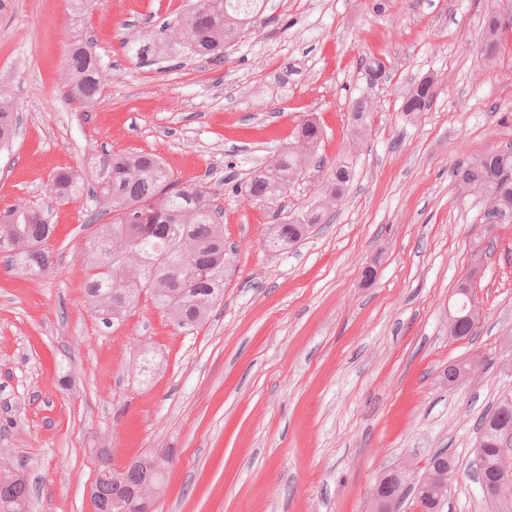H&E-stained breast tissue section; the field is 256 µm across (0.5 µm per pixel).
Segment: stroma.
I'll list each match as a JSON object with an SVG mask.
<instances>
[{
    "label": "stroma",
    "mask_w": 512,
    "mask_h": 512,
    "mask_svg": "<svg viewBox=\"0 0 512 512\" xmlns=\"http://www.w3.org/2000/svg\"><path fill=\"white\" fill-rule=\"evenodd\" d=\"M187 0H9L0 10V82L18 134L0 148V209L24 201L54 226L39 276L0 261V459L21 462L31 512H95L102 463L120 469L169 449L156 512H371L387 470L414 485L436 452L454 456L441 512H489L474 480L480 417L512 395V219L486 229L488 201L457 197L453 169L512 145V35L495 61L479 33L495 0H265L223 64L139 59L126 44L158 33ZM95 40L110 74L92 103L58 73ZM384 75L371 80L367 66ZM434 98L405 117V95ZM378 108L330 223L282 251L266 227L312 203L311 172L274 202L231 184L276 157L306 118L327 164L347 150L353 102ZM153 151L175 180H205L235 246L224 299L180 327L141 295L122 322L85 305L82 253L94 207L51 189L90 154ZM494 248L478 274L477 240ZM474 278L476 336L448 333L458 283ZM149 343L150 377L128 370ZM482 357L477 374L448 367ZM433 99L432 83L421 81L413 86L404 99L403 112L406 117H412L424 112Z\"/></svg>",
    "instance_id": "1"
}]
</instances>
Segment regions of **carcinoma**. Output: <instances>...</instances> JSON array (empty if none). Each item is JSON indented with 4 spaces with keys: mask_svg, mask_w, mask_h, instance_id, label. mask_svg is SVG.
<instances>
[{
    "mask_svg": "<svg viewBox=\"0 0 512 512\" xmlns=\"http://www.w3.org/2000/svg\"><path fill=\"white\" fill-rule=\"evenodd\" d=\"M508 15L489 13L481 32L483 55L493 61L508 32H512V0ZM263 0H192L190 7L171 21L156 38L132 41L127 51L145 58H171L177 52L224 60V48L236 41L261 12ZM108 72L91 42L74 47L62 70V81L74 98L92 102L105 86ZM432 83L421 81L404 99L403 112L412 117L428 109ZM376 110L372 98L353 105L345 139L355 147L369 135ZM18 126L12 98L0 86V145L11 141ZM322 137L312 120L301 123L294 140L269 164L257 168L244 185L246 196L273 200L288 191L310 168L323 167L318 153ZM454 189L464 197L486 198L490 208L484 223L495 226L512 216V146L469 156L453 171ZM353 175L350 158L339 159L328 169L313 203L268 227L267 243L286 250L300 242L316 226L326 223L343 197ZM52 188L59 196L87 191L97 211L88 220L94 226L83 259L90 268L86 306L104 323L123 321L141 293L179 325L202 324L224 299V273L233 250L224 244V222L209 187L195 183L177 187L161 157L154 153L103 150L91 155L87 167L61 172ZM109 221H104V218ZM54 225L45 213L18 202L0 211V254L11 264L34 273L51 268L46 244ZM458 284L460 302L453 315L461 317L452 336L474 334L481 317L467 318V297ZM512 427V401L501 400L479 422V441L488 463L498 453L497 431ZM172 461L168 453L149 452L122 470L102 466L91 487L96 512H150L165 494L164 472ZM33 489L23 466L0 473V512H28Z\"/></svg>",
    "mask_w": 512,
    "mask_h": 512,
    "instance_id": "carcinoma-1",
    "label": "carcinoma"
}]
</instances>
